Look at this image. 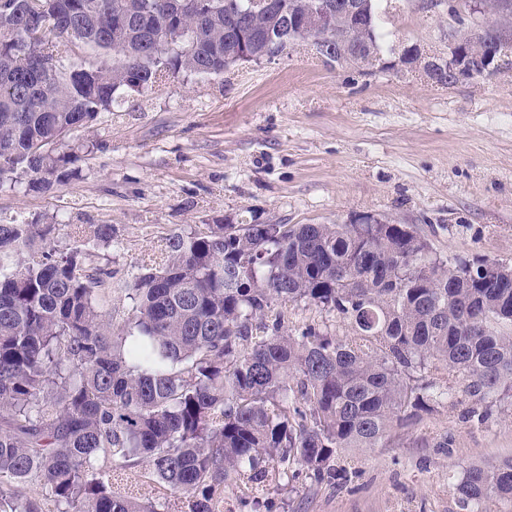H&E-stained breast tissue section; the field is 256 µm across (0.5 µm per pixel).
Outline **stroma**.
<instances>
[{
  "instance_id": "1",
  "label": "stroma",
  "mask_w": 512,
  "mask_h": 512,
  "mask_svg": "<svg viewBox=\"0 0 512 512\" xmlns=\"http://www.w3.org/2000/svg\"><path fill=\"white\" fill-rule=\"evenodd\" d=\"M462 26L428 0H382L369 72L311 48L221 75L187 74L98 115L66 185L0 186V223L108 224L95 250L112 290L203 224H345L374 214L421 231L443 255L512 263V65L451 87L399 66L404 46L444 52ZM469 401L348 448L335 483L300 479L272 512H459L465 468L512 457V402L485 419Z\"/></svg>"
}]
</instances>
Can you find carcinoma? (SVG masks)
<instances>
[{
    "label": "carcinoma",
    "instance_id": "carcinoma-1",
    "mask_svg": "<svg viewBox=\"0 0 512 512\" xmlns=\"http://www.w3.org/2000/svg\"><path fill=\"white\" fill-rule=\"evenodd\" d=\"M0 0V185L50 190L82 145L66 138L157 83L220 75L243 51L336 38L371 66L379 0L316 34L288 18L322 0ZM490 24L508 27L512 0ZM278 37L268 40V35ZM83 48L112 62L71 64ZM0 224V512H225L250 486L268 507L281 481L334 482L345 448H377L395 424L455 398L486 417L512 396V265L441 255L409 224H208L168 239L102 306L112 272L87 245L112 225ZM348 324L299 332L282 309ZM463 512L512 502V458L473 465ZM284 312L285 325H288V328L292 329L293 332L304 328L308 324H326L337 336H351V331L347 326L337 322L334 316L328 315L314 306H304L302 304L298 307H287Z\"/></svg>",
    "mask_w": 512,
    "mask_h": 512
}]
</instances>
